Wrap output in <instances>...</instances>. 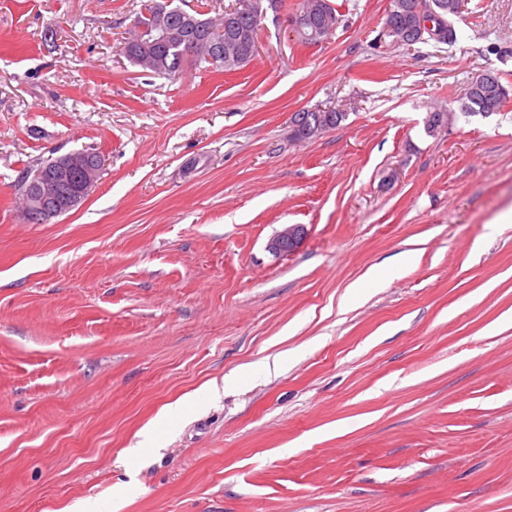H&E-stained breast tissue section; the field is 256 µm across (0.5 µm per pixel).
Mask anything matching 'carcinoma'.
Here are the masks:
<instances>
[{
	"mask_svg": "<svg viewBox=\"0 0 512 512\" xmlns=\"http://www.w3.org/2000/svg\"><path fill=\"white\" fill-rule=\"evenodd\" d=\"M275 8L281 0H248L251 12L237 13L232 16L226 14L220 20H214L201 13L196 14L195 22L186 23L176 15L171 14L161 18L155 12L153 4L145 5V12L140 14L123 42L122 51L125 57L135 66L142 68L155 78L173 80L180 76L185 67L190 65L211 72H231L245 67L252 61L247 49L251 41L254 19L261 18L265 7ZM431 5H440L445 13L443 20L438 22L440 31L437 33L415 32L408 16L409 6L413 0H391L387 17L397 25V31L390 34L393 42L403 46L407 44H426L431 40L442 43H453L457 40L458 32L455 27L456 19L461 17V0H428ZM293 12L303 13L307 18L305 27L320 31L319 39H327L338 22L337 9L332 0H300L293 8ZM161 26L170 28L185 41L195 43L192 54H187L185 45L159 44L154 46H141L135 43L137 28L154 30ZM221 43L224 48L223 58L212 61L209 59L208 47L213 43ZM481 78L471 82L465 93L463 113L469 116H490L503 107L509 98V92L501 80H496L492 87L480 84ZM346 113L336 111L330 107L302 109L291 115V123L295 126V133L300 140H311L325 132L338 127L345 120ZM453 114L445 110L429 113L426 119L425 130L434 135L438 130L445 128L452 121ZM56 156L50 155L38 163L24 168L15 183V191L20 193V184L27 179L36 184L41 175L54 168Z\"/></svg>",
	"mask_w": 512,
	"mask_h": 512,
	"instance_id": "cac0c4a2",
	"label": "carcinoma"
}]
</instances>
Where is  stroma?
<instances>
[{"label":"stroma","instance_id":"stroma-1","mask_svg":"<svg viewBox=\"0 0 512 512\" xmlns=\"http://www.w3.org/2000/svg\"><path fill=\"white\" fill-rule=\"evenodd\" d=\"M144 2L0 0V512H512V99L460 112L512 91V0L411 47L390 0L318 46L283 0L173 82L121 51ZM79 149L95 187L27 223L20 171ZM494 76L496 84L493 87L484 88V85L480 84L481 76L470 83L465 93L466 101L461 109L463 114L487 117L500 111L509 98V92L500 78ZM345 112L330 107L302 109L291 115V123L296 128L299 140H311L338 127L345 120ZM305 231L304 227L299 224H293L285 226L281 231H279L268 243L267 248L268 251H270L274 255H284L287 253H284L282 248V244L286 241H290L294 244V246L291 243L285 244V249L289 250L292 248L295 249L298 247L303 239H304Z\"/></svg>","mask_w":512,"mask_h":512}]
</instances>
